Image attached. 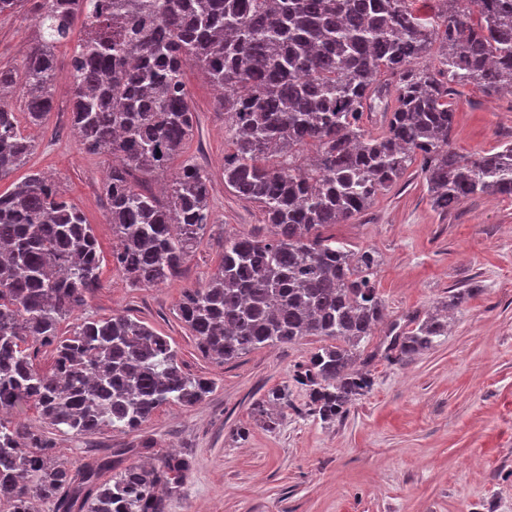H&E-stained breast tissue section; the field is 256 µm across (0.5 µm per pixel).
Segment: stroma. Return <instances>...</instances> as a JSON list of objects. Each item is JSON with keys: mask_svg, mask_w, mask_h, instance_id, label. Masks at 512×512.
Segmentation results:
<instances>
[{"mask_svg": "<svg viewBox=\"0 0 512 512\" xmlns=\"http://www.w3.org/2000/svg\"><path fill=\"white\" fill-rule=\"evenodd\" d=\"M37 35L31 7L0 15V66L21 69ZM74 42L56 48L55 106L44 122L26 127L35 149L26 164L0 179V192L32 173L52 179L81 209L101 251V282L87 312H115L170 338L183 370L212 380L214 389L189 406L158 409L139 430L91 436L55 433L56 453L69 465L151 439L149 462L189 453L196 466L171 501L170 512H512V197L482 196L448 214L429 202L420 163L377 195L371 208L325 235L379 258L376 286L386 322L409 329L449 290L468 295L434 348L394 363L375 359L372 391L341 419L325 422L309 409L292 376L322 339L266 346L235 361L204 355L178 319L186 289L204 286L216 269L224 237L270 235L256 204L224 185V117L217 91L195 66L183 80L197 127L184 159L211 176L213 223L180 275L153 288L131 287L112 263V226L104 185L108 154L80 150L70 114L67 61ZM451 146L474 158L512 140V95L457 88ZM287 388L288 404L275 429L256 421L255 398Z\"/></svg>", "mask_w": 512, "mask_h": 512, "instance_id": "obj_1", "label": "stroma"}]
</instances>
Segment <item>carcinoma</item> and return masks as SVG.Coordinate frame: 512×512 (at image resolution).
<instances>
[{
	"label": "carcinoma",
	"mask_w": 512,
	"mask_h": 512,
	"mask_svg": "<svg viewBox=\"0 0 512 512\" xmlns=\"http://www.w3.org/2000/svg\"><path fill=\"white\" fill-rule=\"evenodd\" d=\"M42 0L39 38L23 64L18 113L3 102L18 73L0 67V179L34 141L21 122L54 108L55 48L85 16L94 34L69 60L71 123L85 153L117 160L105 186L117 247L112 265L132 287L177 277L213 224L210 178L190 161L169 172L193 136L196 115L183 69L194 65L220 90L224 185L257 204L273 236L224 238L205 286L184 291L178 315L199 349L220 362L306 336L327 341L293 374L323 421L343 417L371 391L370 354L357 360L384 319L373 253L322 234L369 209L422 157L431 205L446 212L473 197L512 196V142L475 159L449 146L454 86L512 88V0ZM390 82L379 79L381 72ZM380 112L382 130L362 123ZM170 174L161 196L134 175ZM97 239L54 181L34 173L0 193V411L29 405L50 430L86 435L138 430L164 405L188 406L214 383L187 374L168 337L127 314L81 317L101 287ZM448 299L414 327L393 323L386 355L410 358L448 335ZM51 346L54 369L38 370L32 346ZM275 388L253 414L274 429ZM46 431L0 417V505L31 512H169L195 467L185 453L159 465L115 470L93 457L74 471L54 460Z\"/></svg>",
	"instance_id": "cac0c4a2"
}]
</instances>
